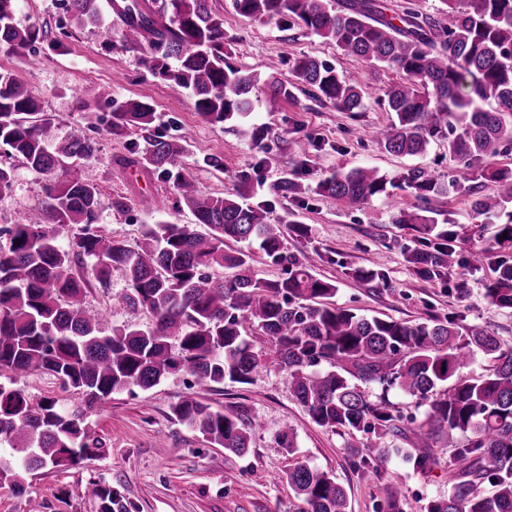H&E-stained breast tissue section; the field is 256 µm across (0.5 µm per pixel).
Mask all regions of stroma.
I'll return each mask as SVG.
<instances>
[{
  "instance_id": "stroma-1",
  "label": "stroma",
  "mask_w": 512,
  "mask_h": 512,
  "mask_svg": "<svg viewBox=\"0 0 512 512\" xmlns=\"http://www.w3.org/2000/svg\"><path fill=\"white\" fill-rule=\"evenodd\" d=\"M209 6L224 20V49L235 66L263 76L273 62L280 78L289 80L295 59L312 56L333 65L341 78L362 82L363 106L342 112L294 88L292 97L280 100L274 109L249 116V123L267 129L265 139L257 144L241 133L239 123L202 120L187 92L149 73L142 52L106 44L102 31L116 22L113 11L102 13L99 24L81 25L62 0H17L16 24L41 34L36 45L40 63L31 65L27 51L2 44L0 69L11 72L38 97L43 111L54 116L52 137L83 132L96 140L92 164L75 161L68 175L80 177L85 169L93 170L100 186L104 234L134 247L155 213L174 224L194 221L190 210L177 203L171 183L155 172L128 165L133 148L142 143L140 135L107 129V96L142 100L154 107L161 135L189 132L185 171L202 193L221 196L239 191L251 201L266 202L272 219L291 215L308 225L307 238L287 233L288 249L304 255L317 277L335 281L337 307L412 324L454 316L512 346V309L491 304L484 296L490 267L459 269L443 279L427 280L406 263L404 249L418 241L392 218L399 210L414 209L418 204L414 196L391 188L350 210L313 193L295 200L273 194L274 184L287 172L297 173L312 186L337 170L360 166L378 168L390 178L421 168L447 180L457 167L448 157L447 138L432 137L424 154L402 157L387 153L370 135L390 120L381 101L387 87L397 81V73L386 67L368 69L345 55L335 41L299 25L242 17L232 0H209ZM300 140L306 143L302 154L296 147ZM207 155L221 156L223 168L200 167ZM0 162L15 169L11 188L0 193V228H4L39 205L47 178L1 150ZM162 200L168 204L163 212L157 209ZM431 206L450 221L459 252L494 241L497 225L475 214L469 197H438ZM349 266H379L387 277L380 283L359 284L346 278L344 270ZM81 273L87 302L101 314L104 329L148 323L147 314L123 305L121 272H112L106 288L99 287L90 266H83ZM249 339L263 354L250 383L227 381L201 391L189 375L176 373L152 389L113 394L86 414L104 444L102 453L65 467L49 465L31 472L22 495L0 483V512H29L35 501L41 503L42 512H97L93 486L99 482L124 494L125 512H301L302 503L282 479L295 459L333 475L347 493L348 512H380L384 490L393 483L401 491L402 512H423L429 499L447 496L449 476L463 467L454 449L443 442L420 440L413 433L386 437L379 442L386 450L385 462L373 471L354 469L350 451L368 444L370 434L334 431L314 423L297 401L287 372L268 350L266 336L253 329ZM189 398L215 411L242 406L261 420L248 451L226 452L176 422L173 406ZM287 436L295 445L291 455L282 446ZM421 450L433 460L424 471L407 460Z\"/></svg>"
}]
</instances>
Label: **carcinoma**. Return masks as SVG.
<instances>
[{"instance_id": "obj_1", "label": "carcinoma", "mask_w": 512, "mask_h": 512, "mask_svg": "<svg viewBox=\"0 0 512 512\" xmlns=\"http://www.w3.org/2000/svg\"><path fill=\"white\" fill-rule=\"evenodd\" d=\"M444 2L443 21L411 10L396 24L375 0H348L339 8L332 0H233L246 18L294 22L335 40L363 64L400 73L402 81L386 91L390 123L375 131L387 152L422 154L430 137L451 129L448 155L458 161V170L446 183L421 169L394 182L376 168L354 167L313 188L295 173L273 187L286 199L313 191L350 208L389 186L423 203L431 194L471 197L474 213L500 228L495 243L465 256L452 245L453 231L438 229L435 210L419 206L396 215L394 223L408 226L419 239L435 232L443 240L431 250H404L406 263L424 279L489 264L495 246L512 243V168L491 171L481 163L512 143V0ZM67 10L78 21L100 17L97 0H67ZM114 11L121 21V46L146 52L143 62L152 74L189 92L198 115L211 124L243 119L257 104L272 106L293 96V84L275 73L262 81L227 61L224 19L212 13L208 0H163L161 11L123 0ZM14 13L15 0H0V44L29 49L39 32L18 27ZM293 74L342 112L362 104L359 87L313 57L295 60ZM108 104L111 132L145 133L143 166L172 182L195 222L148 224L135 248L107 239L100 230L94 175H59L71 160L95 158L96 141L83 133L49 139L52 116L10 72L0 70V147L47 176L41 205L0 230L6 236L0 241V375L46 372L84 402L74 409L55 400L35 402L0 382V446L8 445L12 456L0 460V481L23 493L25 475L101 453L84 408L114 393L132 386L149 390L177 371L190 373L199 387L250 382L260 363L247 338V327L255 326L269 337L296 399L320 426L367 428L377 440L402 432V417L389 399L369 398L366 388L372 385L397 388L429 405L416 434L442 440L468 465L455 476L448 496L429 500L424 512H512V348L454 318L410 324L336 307V285L314 276L303 259L288 252L285 221L270 223L268 207L240 194L202 193L183 173L189 137L150 134L156 115L149 104L114 97ZM485 180L493 183L492 194L474 195ZM66 229L63 247L58 237ZM227 240L258 244L283 274L275 280L256 276L251 250L228 252ZM77 260L91 264L103 288L112 271H121L123 304L147 311L151 322L103 333L98 314L86 306L85 280L73 272ZM494 263L484 296L512 308V263ZM214 268L234 274L214 277L208 273ZM345 276L361 283L386 278L380 267L350 266ZM475 353L488 361L484 372L460 375L465 359ZM323 362L326 370H313ZM173 415L208 443L239 455L247 452L258 426L243 407L212 411L195 399L177 404ZM283 479L304 502L302 512H347L346 491L329 472L297 462ZM484 480L493 486L487 495L475 491ZM94 495L98 512H123L119 490L98 486Z\"/></svg>"}]
</instances>
